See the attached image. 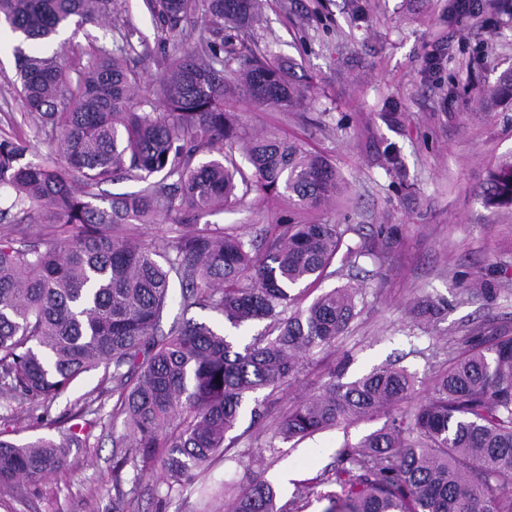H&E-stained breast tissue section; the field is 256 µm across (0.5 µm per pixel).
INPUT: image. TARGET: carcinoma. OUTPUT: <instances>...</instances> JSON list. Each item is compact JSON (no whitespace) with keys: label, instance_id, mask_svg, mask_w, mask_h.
Returning a JSON list of instances; mask_svg holds the SVG:
<instances>
[{"label":"carcinoma","instance_id":"1","mask_svg":"<svg viewBox=\"0 0 512 512\" xmlns=\"http://www.w3.org/2000/svg\"><path fill=\"white\" fill-rule=\"evenodd\" d=\"M174 53L157 78L156 103L136 102L141 76L128 63L130 41L89 45L86 65L68 71L61 55L16 53L25 118L56 139L61 161L25 160L23 137L0 140V392L41 408L81 375L112 378V483L117 512L130 506L126 483L156 474L182 492L224 448L244 409L266 417L261 390L275 393L307 355L330 348L358 315L362 288L336 286L303 305L342 245L338 224H267L253 234L197 224L206 212L239 201L238 191L274 193L296 209L336 199L346 182L323 155L274 132L248 134L230 119L231 102L290 108L302 93L289 65L255 52L232 80L224 28L243 29L262 0H147ZM117 0H0V21L26 40L47 41L104 25ZM201 15L207 35L180 45L182 24ZM252 168L246 173L235 154ZM143 183L103 204L99 187ZM489 201L512 205V161L490 176ZM172 220L164 252L141 239L139 225ZM40 225L37 231L32 225ZM181 305L209 309L238 329L269 321L268 332L236 351L225 334L191 320L162 326L170 280ZM338 364L321 391L291 408L252 456L275 441L387 415L384 426L345 443L327 483L325 512H512V336L461 351L411 411L414 378L375 367L342 381ZM75 423L60 436L0 438V487L37 484L69 468L87 446ZM313 493L298 483L294 500L248 476L203 488L192 512H301Z\"/></svg>","mask_w":512,"mask_h":512}]
</instances>
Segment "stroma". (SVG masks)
Instances as JSON below:
<instances>
[{
  "instance_id": "stroma-1",
  "label": "stroma",
  "mask_w": 512,
  "mask_h": 512,
  "mask_svg": "<svg viewBox=\"0 0 512 512\" xmlns=\"http://www.w3.org/2000/svg\"><path fill=\"white\" fill-rule=\"evenodd\" d=\"M108 28L88 26L67 44L65 65L86 62L88 35L145 36L132 59L150 97L171 46L158 40L145 0H118ZM224 37L235 50L262 49L293 59L302 105L286 111L241 101L233 112L250 130L278 131L305 141L340 170L344 199L322 209L295 210L287 199L249 193L235 207L203 215L201 223L229 229L290 221L346 225V245L372 248L378 225L390 234L383 253L350 267L338 253L321 290L345 282L363 289L357 318L334 348L311 353L302 372L266 399L268 422L316 393L334 365L348 357L345 380L393 358L415 377V399L470 337L512 336V206L488 204L491 172L512 161V95L498 87L512 74V7H485L462 16L451 0H266L263 20ZM54 51L51 43L0 41V138L22 133L29 160L55 157L56 144L23 116L15 82V51ZM396 148L400 169L387 168ZM482 278L484 293L466 296ZM443 301L438 318L421 325L410 312L417 302ZM111 409L112 385L96 370L77 380L37 416L29 402L0 395V432L24 440L67 429L90 400ZM385 416L281 444L278 459L258 464L245 443L226 448L196 479L211 484L251 474L292 497L298 481L314 483L305 512H324L321 480L344 443L385 423ZM87 447L70 452L69 471L35 486L0 489V512H112V423H92ZM155 477L142 480L129 512H191L192 500L166 497Z\"/></svg>"
}]
</instances>
